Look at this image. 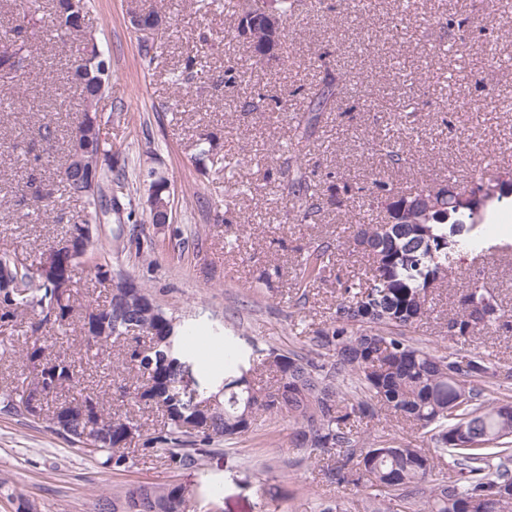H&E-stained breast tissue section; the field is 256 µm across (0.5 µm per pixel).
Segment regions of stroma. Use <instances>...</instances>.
I'll use <instances>...</instances> for the list:
<instances>
[{
	"mask_svg": "<svg viewBox=\"0 0 512 512\" xmlns=\"http://www.w3.org/2000/svg\"><path fill=\"white\" fill-rule=\"evenodd\" d=\"M476 4L463 16L458 0H372L354 22L351 0H302L282 50L265 65L266 94L293 92L281 114L240 111L249 84L222 83L225 64L247 55L224 0H91L87 33L112 71V88L99 108L103 132L126 174L118 207L101 224L95 245L113 271L144 283L181 318L193 336L194 357L204 361L196 371L200 383L221 379L227 356L306 347L310 329L334 308L337 278L359 269L345 209L321 212L306 224L286 221L279 194L282 158L274 147L289 139L287 114L302 113L308 104L297 86L318 84L327 67L345 79L339 110L325 113L317 142L304 153L322 177L323 197L365 185L377 174L407 186L463 176L489 163L512 165V0ZM141 9L176 23L151 64L132 27L131 14ZM433 16L453 24L445 30L429 26ZM14 31L33 51L34 74L21 84L0 71V97L9 102L21 94L27 102L25 111L0 113V250L33 259L71 224L72 211L60 198L49 217L21 218L15 188L31 173L53 184L52 161L63 156L82 101L68 82L70 45L57 36L38 37L23 27L13 0H0V34ZM441 41L449 49L432 59ZM201 43L208 52L189 92L179 91L173 76L182 70L185 53ZM462 101L469 102V111L456 112ZM410 103L416 116L413 132L402 136L406 162L391 167L379 142L384 134H399L394 119ZM43 118L57 128L50 145L35 134ZM203 130L225 166L202 170L195 164ZM151 170L171 184L172 213L164 226L151 222L146 206ZM238 177L252 182L251 193L231 192ZM121 231L139 233V243L117 248L114 236ZM316 240L336 248L327 280L306 304L292 305L298 250ZM276 265L280 277L271 287H257L262 271ZM474 280L490 283L512 311V255H491L475 265L463 263L460 274L434 290V311L415 336L441 354L477 351L494 365L512 366V331L448 337L454 295ZM26 330L23 320L0 323V341L8 346L0 354V387L23 380ZM41 342L47 355L75 361L80 388L114 405L126 373L104 370L88 358L78 329L42 334ZM78 390L59 391L35 419L0 414V512H17L23 500L37 512H93L98 495L169 483L193 490L187 512H320L335 502L345 512H364L362 493L325 482L305 449L291 446L293 424L285 416L259 417L236 444L212 446L199 466L174 471L159 458L143 456L142 443L159 421L155 411L143 409L137 414L141 429L125 449L126 467H102L93 453L50 427L55 402L77 398Z\"/></svg>",
	"mask_w": 512,
	"mask_h": 512,
	"instance_id": "stroma-1",
	"label": "stroma"
}]
</instances>
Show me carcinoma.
<instances>
[{
  "instance_id": "obj_1",
  "label": "carcinoma",
  "mask_w": 512,
  "mask_h": 512,
  "mask_svg": "<svg viewBox=\"0 0 512 512\" xmlns=\"http://www.w3.org/2000/svg\"><path fill=\"white\" fill-rule=\"evenodd\" d=\"M301 0H224V9L237 18L236 37L249 44L252 62L224 69V84L259 80L262 61L275 56L285 42L289 20ZM276 18V26L267 16ZM169 28L147 39L137 35L142 56L157 57L169 39ZM71 80L83 102L82 120L70 132L64 163L58 172L61 196L82 203L80 219L49 244L39 260H18L17 254L0 252V268L12 272L15 288L0 294L5 312L0 321L29 313L30 333L26 360L34 373L23 390L0 391V411L24 417L7 405L22 404L37 394L44 401L63 385L80 384L75 362L45 355L37 334L50 326L61 331L78 318L87 337V351L99 357L118 340L146 334L155 340L149 360L138 348H127L122 363L132 377L118 387L125 411L109 412L98 395L80 390L67 403L73 412L61 435L100 437L94 455L114 469L127 464L124 452L131 443L127 431L138 429L134 412L145 407L161 411L158 428L142 444L143 455H159L164 465L179 470L193 466L212 445H232L252 431L256 415H286L294 423L289 435L295 448H304L320 463L323 478L341 488L366 492L368 512H512V401L495 388L490 378L497 369L481 353L446 356L433 353L412 337L432 312V291L448 274L460 268L464 255L477 257L491 251L511 252L512 244L491 243L485 224L495 223L502 200L512 195V172L488 164L465 179L454 176L440 183L421 182L401 190L382 178L357 189L354 201L368 197L383 209L379 221L360 218L350 225L354 248L367 259L364 273L355 279L336 278V304L329 321L311 331L308 352L269 354L276 379L268 388L256 387L259 365L248 369L231 362L215 388L191 385V336L181 319L169 313L146 287L143 295L153 302L142 306L140 297L124 288L125 276L111 274L103 253L94 250V238L107 213L100 201L108 173L114 171L112 150L102 137L101 123L88 126L90 101L101 100L109 90L110 65L89 57V46L76 49ZM204 48L187 55L175 82L193 78ZM29 49L0 35V67L24 79ZM343 88L340 75L327 74L308 92L307 115L293 125V136L310 141L327 106L338 102ZM264 108L288 111V97L261 95L244 100L242 112ZM198 160L223 162L214 154L211 136L199 135ZM381 151L392 166L404 161L403 150L391 138ZM282 175L286 215L305 224L322 211L324 201L312 174L298 155L283 146ZM17 205L26 216L47 212L53 192L31 178L17 187ZM72 239L77 243L61 264L56 279L38 274L46 256ZM333 257L332 245L319 240L297 261V301L325 281ZM84 267L98 283H110L103 304L79 312L75 306L73 272ZM457 312L448 319V338H469L481 332L512 330V315L498 302L494 287L476 281L457 295ZM386 410L396 422L422 431L421 444L391 435H371L364 422ZM450 459V471H437V461ZM173 495L187 502L190 491L181 486H147L142 497L129 492L102 495L99 512H153Z\"/></svg>"
}]
</instances>
